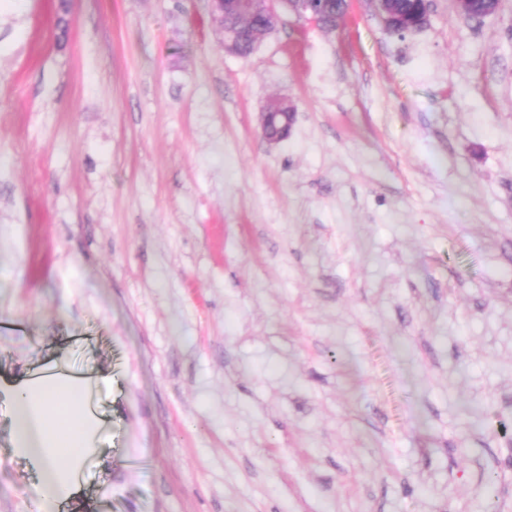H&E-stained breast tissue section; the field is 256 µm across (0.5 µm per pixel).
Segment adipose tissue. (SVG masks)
Instances as JSON below:
<instances>
[{
  "instance_id": "ef3b65f1",
  "label": "adipose tissue",
  "mask_w": 512,
  "mask_h": 512,
  "mask_svg": "<svg viewBox=\"0 0 512 512\" xmlns=\"http://www.w3.org/2000/svg\"><path fill=\"white\" fill-rule=\"evenodd\" d=\"M83 385L63 381L22 386L12 393V419L20 448L39 461L42 489L68 486L87 454L92 424Z\"/></svg>"
}]
</instances>
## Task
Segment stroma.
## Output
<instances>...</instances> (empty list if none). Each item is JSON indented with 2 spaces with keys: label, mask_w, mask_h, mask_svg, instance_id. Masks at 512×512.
<instances>
[{
  "label": "stroma",
  "mask_w": 512,
  "mask_h": 512,
  "mask_svg": "<svg viewBox=\"0 0 512 512\" xmlns=\"http://www.w3.org/2000/svg\"><path fill=\"white\" fill-rule=\"evenodd\" d=\"M54 367L50 512H512V0L246 57L209 0H0V512H48L9 399ZM295 110L294 108H282L278 109L275 112H261V130L265 138L271 141H281L288 137L291 131L292 124L295 120ZM288 116V119H287ZM280 119L284 120V127H286V136H270L269 129L272 125H275ZM84 392L83 385L63 381L20 386L12 393L19 447L41 464L42 490L47 494L67 487L87 454L92 424L85 413Z\"/></svg>",
  "instance_id": "1"
}]
</instances>
